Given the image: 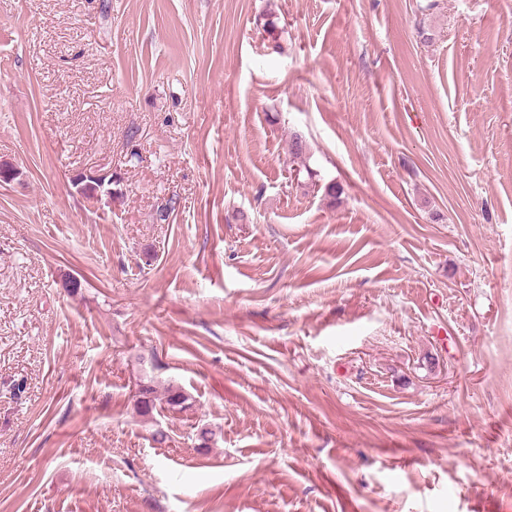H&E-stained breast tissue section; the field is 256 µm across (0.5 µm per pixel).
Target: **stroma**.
Returning <instances> with one entry per match:
<instances>
[{"label":"stroma","instance_id":"obj_1","mask_svg":"<svg viewBox=\"0 0 512 512\" xmlns=\"http://www.w3.org/2000/svg\"><path fill=\"white\" fill-rule=\"evenodd\" d=\"M425 2L0 0V512H512V0Z\"/></svg>","mask_w":512,"mask_h":512}]
</instances>
